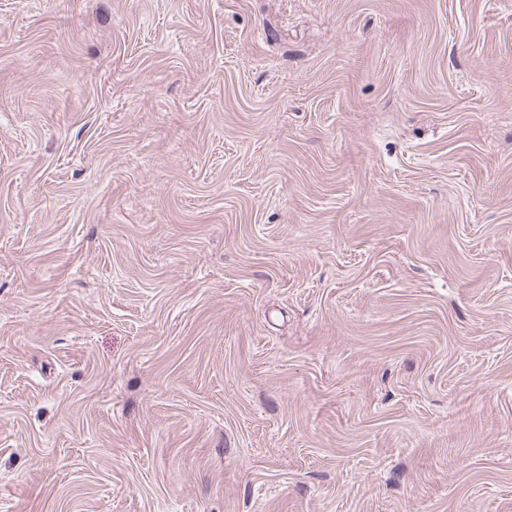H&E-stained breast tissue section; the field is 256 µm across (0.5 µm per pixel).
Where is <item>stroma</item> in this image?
<instances>
[{"mask_svg":"<svg viewBox=\"0 0 512 512\" xmlns=\"http://www.w3.org/2000/svg\"><path fill=\"white\" fill-rule=\"evenodd\" d=\"M0 512H512V0H0Z\"/></svg>","mask_w":512,"mask_h":512,"instance_id":"1","label":"stroma"}]
</instances>
